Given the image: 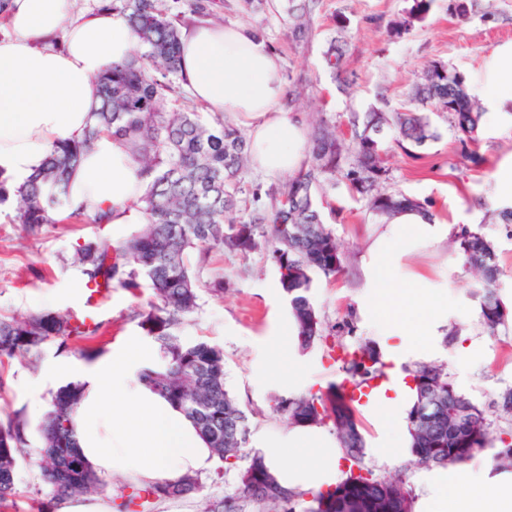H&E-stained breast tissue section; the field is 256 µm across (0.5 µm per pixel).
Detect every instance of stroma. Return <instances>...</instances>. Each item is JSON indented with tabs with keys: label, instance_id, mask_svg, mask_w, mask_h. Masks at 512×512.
<instances>
[{
	"label": "stroma",
	"instance_id": "obj_1",
	"mask_svg": "<svg viewBox=\"0 0 512 512\" xmlns=\"http://www.w3.org/2000/svg\"><path fill=\"white\" fill-rule=\"evenodd\" d=\"M287 5L288 0H267L265 9L256 12L244 0L211 2L225 23L263 30L281 59L286 90L303 91L285 108L306 129H313L317 118L323 117L335 125L339 138L350 139L352 113L400 107L417 74L432 62L463 73L471 92L483 101L485 112L471 144L485 157L483 168L464 165L457 137L441 119L437 122L439 140L417 158L398 147L393 135H386L390 174L385 188L426 204L448 227V238L404 255L402 264L407 271L425 276L433 287L453 294L455 305L448 322L458 325L461 335L452 345L446 344L444 336H436L434 361L446 365L457 387L474 401L491 405L500 389L512 385V357L501 349L512 340V322L494 336L484 330L477 305L469 296L476 273L465 264L452 235L467 226L481 229L493 241L503 270L498 292L512 305V229L492 217L498 207L512 205V196L501 194L496 182L499 171L512 167V105L502 107L490 99L501 55L512 52V0H468L464 18L458 17L454 0H432L425 18L399 38L390 36L389 28L407 15L413 0H315L311 30L300 41L289 33ZM339 31L346 40L345 70L354 81L348 93L325 59L329 41ZM314 200L341 246L344 261L334 277L314 274L313 302L326 325L352 317L356 342L371 341L374 331L362 301L361 266L373 260L372 246L385 226L364 200L350 193L345 181L318 187ZM14 216V203L0 206V313L19 318L43 310L79 311L83 276L74 261L79 245L100 236L120 243L137 230L133 224L98 227L67 222L27 235ZM218 274L231 280V288L220 297L202 291L200 308L183 327L182 337L206 340L224 349L225 385L250 418V438L239 462L244 468L248 457L289 430L286 417L273 411L270 402L271 395L281 393V386L262 385L257 380L275 347L277 326L289 318V307L278 272L265 253H254L246 260L229 253L212 254L204 276L209 279ZM153 299L148 289L138 296L113 289L112 301L101 315L108 324L101 340L74 345L67 353L50 343L43 346L36 367L15 361L0 369V410L28 408L29 379L64 355L79 359L87 350L119 353L129 339L141 336L136 313ZM461 347L470 350L462 362L455 358ZM198 477V493L179 500H150L144 512H201L205 502L234 494L239 487L238 471L224 472L218 461ZM16 482L18 497L1 504L0 512H40L49 497L36 455L20 460Z\"/></svg>",
	"mask_w": 512,
	"mask_h": 512
}]
</instances>
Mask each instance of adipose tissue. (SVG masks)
Segmentation results:
<instances>
[{
  "label": "adipose tissue",
  "mask_w": 512,
  "mask_h": 512,
  "mask_svg": "<svg viewBox=\"0 0 512 512\" xmlns=\"http://www.w3.org/2000/svg\"><path fill=\"white\" fill-rule=\"evenodd\" d=\"M73 0H11L0 39V177L18 187L39 171L54 145L81 137L100 107L95 77L127 60L136 36L122 14L76 15ZM180 78L194 100L244 127L253 164L271 177L305 167L306 131L283 107L281 60L265 39L237 24L200 23L180 36ZM148 180L125 143L101 136L69 180V207L108 213L114 224H143L139 203ZM442 223L407 211L389 219L366 267L365 305L386 341L388 379L370 406L382 421L372 453L397 461L407 447L405 407L413 394L402 363L433 350L432 337L453 305L447 289L405 272L402 252L443 234ZM151 348L132 341L124 354L95 362L68 360L31 381L36 407L47 382L77 384L72 416L78 450L101 477L128 474L161 483L210 467L213 457L193 424L139 379ZM280 487L317 489L337 483L340 450L321 428H292L264 451ZM426 494L416 512H512V472L490 458L422 472Z\"/></svg>",
  "instance_id": "obj_1"
}]
</instances>
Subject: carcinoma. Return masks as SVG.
<instances>
[{
  "instance_id": "obj_1",
  "label": "carcinoma",
  "mask_w": 512,
  "mask_h": 512,
  "mask_svg": "<svg viewBox=\"0 0 512 512\" xmlns=\"http://www.w3.org/2000/svg\"><path fill=\"white\" fill-rule=\"evenodd\" d=\"M429 0H415L406 17L394 22L390 33L405 34L424 19ZM137 36L140 49L124 62L96 77L101 105L94 123L83 136L54 146L44 167L25 184L13 189L0 178V204L16 200L15 220L32 232L57 223L65 205L70 172L102 134L126 141L132 155L151 177L140 197L148 216L130 239L118 248L105 238L85 244L76 253L87 284L100 281L136 296L149 288L157 302L137 313L139 325L157 344L159 361L140 374L154 392L179 408L192 422L224 471L238 469L240 451L250 436V420L224 381V349L207 341L187 342L179 334L185 320L200 307V291L224 294L230 281L201 279L212 252H227L243 259L264 251L279 272L296 331V343L305 352L321 343L327 355L338 354L343 377L326 390L305 396L275 395L274 411L292 426H329L336 433L343 459L350 462L337 485L307 493L280 487L259 453L241 472L237 494L211 502L204 512H413L414 495L403 481L381 480L365 463V438L347 385L376 377L382 353L371 343L347 344L342 335L353 328L344 320L336 335L326 333L311 298V274L334 277L343 264L336 236L323 223L312 200L313 189L345 179L367 208L387 219L405 209L424 210L415 200L383 188L389 175L388 152L381 134L396 131L397 141L410 156L438 139L431 115H446L463 147L462 157L474 169L486 159L474 150L484 107L469 92L466 77L441 62L427 65L408 93V104L391 112L373 111L359 120L350 142L336 136V127L321 122L314 130L308 165L267 193L269 204L248 218L236 216L240 175L248 163V143L241 132L224 124V116L205 120L188 108L168 111L163 102L176 92L179 75L180 30L169 17L167 0H116ZM290 33L303 38L311 29L310 11L289 5ZM346 41L338 36L326 51L328 66L343 72ZM429 105L423 112L416 105ZM460 250L467 264L481 275L470 295L477 302L483 328L494 335L509 321L507 306L493 284L502 274L494 244L482 232L461 228ZM105 334L104 323H90L76 313L40 311L22 319L0 315V365L14 359L30 362L41 346L53 342L60 349L77 340ZM414 402L407 417L410 454L416 464L449 467L465 464L488 453L496 466L512 470V434L494 433L499 419L512 421V386L503 388L490 407L460 391L442 364L420 363L409 373ZM78 386L66 385L54 394L41 431L38 467L50 487L52 507L101 486L76 450L71 415ZM30 440L19 412L0 420V505L18 496L15 473L28 454ZM61 468L69 479L56 483L52 471ZM200 488L193 475L165 483H148L144 491L155 498L189 496Z\"/></svg>"
}]
</instances>
